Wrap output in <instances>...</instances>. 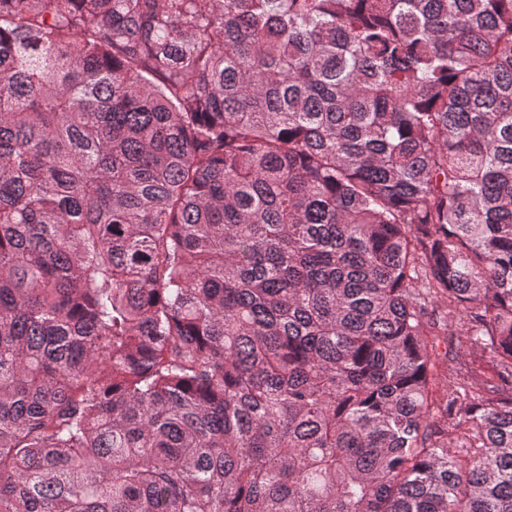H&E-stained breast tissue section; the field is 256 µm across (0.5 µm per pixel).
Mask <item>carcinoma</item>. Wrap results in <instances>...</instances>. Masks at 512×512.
Wrapping results in <instances>:
<instances>
[{
  "label": "carcinoma",
  "mask_w": 512,
  "mask_h": 512,
  "mask_svg": "<svg viewBox=\"0 0 512 512\" xmlns=\"http://www.w3.org/2000/svg\"><path fill=\"white\" fill-rule=\"evenodd\" d=\"M0 512H512V0H0ZM463 321L456 322L454 327L452 328L453 336H448V357H455L458 355V360L465 363H471L472 361L476 362V365H480L482 369L487 374H491L493 372L492 365L487 363L485 360H481V351L477 349H471L463 351V348L459 350V346L461 347L463 341H465L464 336V327Z\"/></svg>",
  "instance_id": "obj_1"
}]
</instances>
